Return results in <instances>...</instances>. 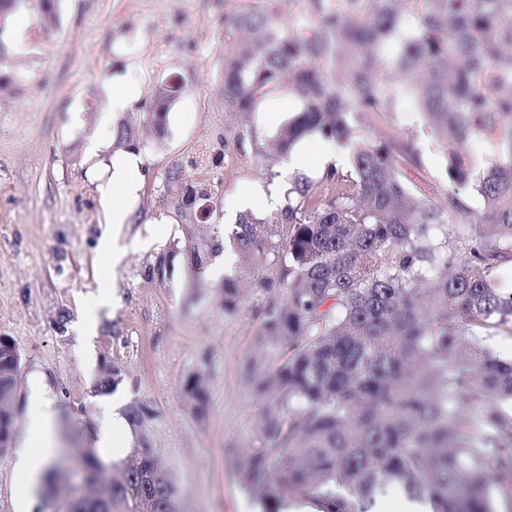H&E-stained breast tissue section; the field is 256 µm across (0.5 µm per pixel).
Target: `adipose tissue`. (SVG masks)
<instances>
[{
  "mask_svg": "<svg viewBox=\"0 0 512 512\" xmlns=\"http://www.w3.org/2000/svg\"><path fill=\"white\" fill-rule=\"evenodd\" d=\"M138 164V157L132 154L113 159L109 168L110 176L101 187L102 196L108 198L117 193L125 199L126 204L133 201L139 189ZM126 204L113 207V225L118 226L127 221L129 211ZM31 389L36 431L16 449L13 460V468L20 476L15 494L27 505L33 503L36 484L56 454L53 422L57 407L54 400L42 390L39 378H32ZM90 443L105 461L112 462L123 458L129 448L124 417L120 413H113L109 427L97 431L91 437Z\"/></svg>",
  "mask_w": 512,
  "mask_h": 512,
  "instance_id": "ef3b65f1",
  "label": "adipose tissue"
}]
</instances>
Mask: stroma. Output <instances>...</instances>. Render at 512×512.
Wrapping results in <instances>:
<instances>
[{
  "mask_svg": "<svg viewBox=\"0 0 512 512\" xmlns=\"http://www.w3.org/2000/svg\"><path fill=\"white\" fill-rule=\"evenodd\" d=\"M272 11L278 25H308L306 0H59L53 27L42 23L40 0H23L0 30V336L22 355L14 442L31 427L29 377L40 373L59 411L56 462L68 471L104 420L140 403L153 411L145 425H129L130 445L160 449L175 480L182 512H264L261 498L237 478L236 449L257 446L265 406L245 379L259 354L261 314L274 299L267 272L246 268L232 245L234 207L270 217L285 203L291 179H322V150L335 148L352 165V148L311 136L299 148L313 157L294 168L272 144L301 102L282 94L261 100L244 116L224 109V56L241 33L224 20L246 11ZM180 80L182 93L167 116V131L150 130L146 110L155 87ZM133 96L109 112L114 89ZM389 111L365 116L358 142L374 147L413 137L419 165L412 178L432 191L459 195L480 212L481 197L450 183L446 141L431 128L404 87L391 89ZM131 127L141 159V183L129 219L113 229L98 186L111 158L123 153L116 135ZM102 146L85 151L90 137ZM239 154L224 165L225 151ZM182 168L210 191L194 208L182 205L185 183L167 173ZM116 235L118 265L103 256L104 237ZM221 251L194 268L190 247ZM238 279L236 311L222 309L225 277ZM108 286L112 301L99 309L93 337L80 323L89 298ZM120 381L112 393L94 386L103 368ZM209 381L210 403L196 417L178 389L193 373Z\"/></svg>",
  "mask_w": 512,
  "mask_h": 512,
  "instance_id": "1",
  "label": "stroma"
}]
</instances>
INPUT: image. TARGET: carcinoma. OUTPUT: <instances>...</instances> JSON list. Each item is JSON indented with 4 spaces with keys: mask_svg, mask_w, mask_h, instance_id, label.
Wrapping results in <instances>:
<instances>
[{
    "mask_svg": "<svg viewBox=\"0 0 512 512\" xmlns=\"http://www.w3.org/2000/svg\"><path fill=\"white\" fill-rule=\"evenodd\" d=\"M315 22L286 30L269 17L225 21L253 48L224 57V108L248 115L273 94L303 109L283 129L284 154L304 136L351 142L360 120L388 107L374 48L398 28L413 33L392 63L434 129L445 128L448 179L471 184L484 211L474 217L452 194L439 196L398 167L418 161L410 139L379 148L359 144L352 170L330 169L320 184L296 178L274 216H239L233 246L271 273L280 300L262 314L257 342L271 362L247 363L254 396L267 403L261 446L245 448L237 477L275 504L287 497L319 512H368L395 483L432 512H495L492 488L512 496V358L476 333L512 321V297L490 277L512 263V0H310ZM182 90L162 81L148 117L157 134ZM493 142L498 161L479 167L455 143ZM334 186L331 198L322 188ZM468 241L448 255V230ZM224 310L241 300L224 280ZM11 350L0 348V400L12 399ZM198 417L208 380L180 387ZM15 419L0 408V447ZM132 466L112 475L93 454L82 460L92 483L112 484V512H169L175 486L155 448H134ZM50 512H99L88 498H49Z\"/></svg>",
    "mask_w": 512,
    "mask_h": 512,
    "instance_id": "carcinoma-1",
    "label": "carcinoma"
}]
</instances>
